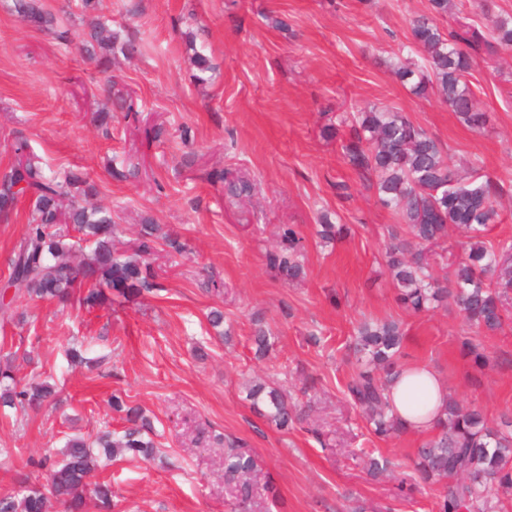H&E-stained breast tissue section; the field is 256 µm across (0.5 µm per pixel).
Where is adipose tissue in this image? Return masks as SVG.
I'll use <instances>...</instances> for the list:
<instances>
[{
    "label": "adipose tissue",
    "instance_id": "adipose-tissue-1",
    "mask_svg": "<svg viewBox=\"0 0 512 512\" xmlns=\"http://www.w3.org/2000/svg\"><path fill=\"white\" fill-rule=\"evenodd\" d=\"M394 417L412 431L432 430L448 399V392L433 369L426 365L401 370L389 384Z\"/></svg>",
    "mask_w": 512,
    "mask_h": 512
}]
</instances>
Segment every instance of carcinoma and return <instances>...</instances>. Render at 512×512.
I'll return each instance as SVG.
<instances>
[{
	"label": "carcinoma",
	"mask_w": 512,
	"mask_h": 512,
	"mask_svg": "<svg viewBox=\"0 0 512 512\" xmlns=\"http://www.w3.org/2000/svg\"><path fill=\"white\" fill-rule=\"evenodd\" d=\"M455 0H429V14L412 21L415 57L399 62L392 74L404 81L422 71L414 86L417 94L436 84L441 96L459 119L472 129H481L487 115L476 109L468 81L474 54L481 50L512 48V17L496 16L481 30L466 23L447 33L438 21L448 18ZM15 12L39 28L54 24L41 0H14ZM90 41L84 52L97 66L108 69L117 37L99 16L88 19ZM339 123L347 128L340 148L345 163L374 188L380 203L391 210L398 223L388 227L384 261L395 286L397 300L413 312L434 309L448 302L472 326L496 334L506 325L504 297L512 289V236L486 245L489 226L499 223L493 197L503 191L504 181L481 175L482 162L471 163L470 176L462 177L439 143L420 125L389 107L373 106L363 112H344ZM16 159L0 173V217L9 219L18 202L29 200L26 230L8 257L9 276L0 287V321L13 322V300L26 295L37 301H55L64 306L74 298L93 308L159 288L150 263L143 257L162 238L176 251L182 245L159 225L148 220L134 244V255L116 250L117 224L112 209L92 201L94 185L81 173L63 176L45 168L27 141L15 147ZM72 225L74 237L62 225ZM464 233L462 254L449 265L448 276L430 274V252L443 248L448 226ZM343 226L322 216L318 235L325 241L342 238ZM303 236L298 225L281 228L279 248L267 255L281 279L294 282L306 276L301 257ZM406 332L394 320L364 322L353 350L361 361L360 371L347 384V394L362 411L372 433L380 439L407 433L393 416L386 396L391 377L402 369L400 358ZM256 413L280 430L303 419L281 388L255 383L248 388ZM59 403L55 389L45 382H17L12 374V355L0 365V406L37 408ZM112 409L125 414L123 435L109 432L90 441L70 436L61 459L51 468L48 484L32 486L22 474L14 485L0 492V512H49L55 500L61 512H110L112 486L91 483L99 455L117 458L130 454L148 458L155 452L150 437L152 425L139 406H130L114 396ZM434 436L416 450L414 469L421 480L443 484L439 512H508L506 501L494 487L512 488V415L496 423L475 405L466 407L448 399L445 417L433 428ZM224 447V483L232 486L231 512H254L256 490L262 476L258 458L227 437Z\"/></svg>",
	"instance_id": "cac0c4a2"
}]
</instances>
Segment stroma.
Returning a JSON list of instances; mask_svg holds the SVG:
<instances>
[{"label": "stroma", "mask_w": 512, "mask_h": 512, "mask_svg": "<svg viewBox=\"0 0 512 512\" xmlns=\"http://www.w3.org/2000/svg\"><path fill=\"white\" fill-rule=\"evenodd\" d=\"M68 31L27 24L0 0V171L26 139L47 168L79 171L111 208L119 239L132 246L153 220L182 244H159L150 262L160 291L111 305L65 309L21 296V323H0V356L18 353L15 375L54 384L66 404L33 412L0 408V490L28 458L58 452L71 434L122 431L112 395L142 407L154 429L148 460L102 462L110 512H229L224 450L210 436L245 441L279 489L256 512H437L441 485L419 481L411 457L428 440L410 432L381 440L344 393L356 369L348 346L366 318L402 323L404 361L430 366L450 396L489 419L512 414V327L484 335L455 308L416 313L396 297L382 258L394 216L344 162L336 117L370 106L403 112L433 136L455 166L481 159L491 178L512 174V50L480 54L468 77L483 130L467 127L437 89L416 95L390 73L410 22L428 0H99L118 39L140 56L114 53L99 72L78 49L87 30L82 0H43ZM214 66L197 80L189 34ZM115 84L133 102L114 109ZM111 111L101 122V111ZM249 179L250 196L225 193ZM350 198L336 194L337 183ZM348 233L324 243L321 215ZM305 238L304 280L275 276L266 255L278 227ZM224 314L214 328L211 311ZM268 329L273 347L256 358L251 337ZM484 348L474 364L463 340ZM83 363L71 362L68 348ZM265 381L305 403L301 426L277 430L256 414L247 388ZM393 461L415 489L371 478L365 456Z\"/></svg>", "instance_id": "stroma-1"}]
</instances>
